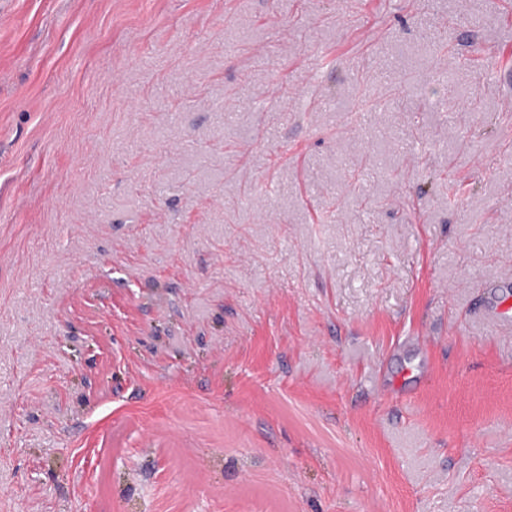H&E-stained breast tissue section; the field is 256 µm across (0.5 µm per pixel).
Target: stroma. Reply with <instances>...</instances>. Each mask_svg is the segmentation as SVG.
Segmentation results:
<instances>
[{"label":"stroma","mask_w":512,"mask_h":512,"mask_svg":"<svg viewBox=\"0 0 512 512\" xmlns=\"http://www.w3.org/2000/svg\"><path fill=\"white\" fill-rule=\"evenodd\" d=\"M491 69L512 0H0V512H512Z\"/></svg>","instance_id":"1"}]
</instances>
